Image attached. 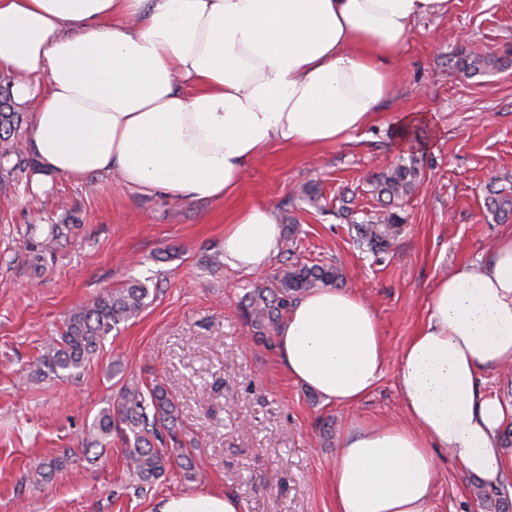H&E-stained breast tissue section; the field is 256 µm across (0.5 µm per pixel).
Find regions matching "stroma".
Here are the masks:
<instances>
[{"label":"stroma","mask_w":512,"mask_h":512,"mask_svg":"<svg viewBox=\"0 0 512 512\" xmlns=\"http://www.w3.org/2000/svg\"><path fill=\"white\" fill-rule=\"evenodd\" d=\"M463 46L498 56L512 49V0H451L447 13L416 21L392 93L355 140L305 152L275 146L223 201L147 195L115 170L55 175L40 193L32 165L0 173V512H153L159 499L185 492L230 495L243 512H335L330 478L351 423L408 421L396 367L358 405L325 403L285 374L246 307L254 289L277 290L286 262L331 263L394 351L424 321L438 279L486 256L512 227L484 203L491 178H512V67L467 77L456 66ZM405 112L421 118L419 141L402 135ZM412 154L424 176L399 203L405 222L394 249L359 252L339 209L349 205L358 221L377 212L373 176ZM309 181L315 206L297 194ZM251 205L268 206L284 234L267 265L248 273L222 257L225 215ZM54 224L71 225L68 241L34 270ZM134 282L149 290L145 307L106 336L86 376L30 380L43 342L72 310ZM132 380L172 396L200 479L187 480L174 462L137 494L120 437L81 454L98 411ZM68 451L62 470L30 481L39 464ZM436 456L432 512H499V493L476 499L474 477L446 451Z\"/></svg>","instance_id":"35a3bbf8"}]
</instances>
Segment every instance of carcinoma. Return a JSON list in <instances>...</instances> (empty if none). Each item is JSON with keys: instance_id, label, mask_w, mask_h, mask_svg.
Returning a JSON list of instances; mask_svg holds the SVG:
<instances>
[{"instance_id": "carcinoma-1", "label": "carcinoma", "mask_w": 512, "mask_h": 512, "mask_svg": "<svg viewBox=\"0 0 512 512\" xmlns=\"http://www.w3.org/2000/svg\"><path fill=\"white\" fill-rule=\"evenodd\" d=\"M456 66L474 77L512 66V54L501 56L482 53L473 48H462L457 54ZM22 122L20 113L13 109L9 87L0 86V171L17 168L25 163L17 147V131ZM422 178L420 163L415 156L401 158L376 175L374 191L383 202L384 211L362 224L351 223L354 246L374 256L388 253L402 228L403 217L395 211V202L411 195ZM486 208L501 220L512 219V190L496 187L490 182L485 197ZM68 225L53 224L41 244L39 261L67 236ZM343 279L333 264L290 262L280 269L278 293L273 298L262 291L252 294L247 315L252 324L272 331L277 329L283 312L298 295L314 288L328 287ZM148 288L134 282L126 288L110 291L92 304L75 309L67 318L63 332L53 337L36 359L34 379L53 375L57 378L79 376L87 362L100 348L106 336L122 322L136 317L145 305ZM176 406L159 383L142 389L138 382L127 385L116 405L103 407L95 416L90 435L92 443L109 442L112 433L131 443L125 449L128 486L145 493L162 476L170 464L172 449L167 442H178Z\"/></svg>"}]
</instances>
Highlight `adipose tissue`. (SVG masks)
<instances>
[{
    "instance_id": "ef3b65f1",
    "label": "adipose tissue",
    "mask_w": 512,
    "mask_h": 512,
    "mask_svg": "<svg viewBox=\"0 0 512 512\" xmlns=\"http://www.w3.org/2000/svg\"><path fill=\"white\" fill-rule=\"evenodd\" d=\"M449 0H0V73L32 114L31 187L119 167L143 193L222 200L273 146L352 141L397 77L419 18ZM280 230L255 205L232 212L224 260L248 272L276 254ZM277 358L296 383L352 406L389 358L405 425L353 423L331 483L336 512H430L442 449L499 484L512 455L497 432L512 406L481 372L512 364V231L477 267L440 279L423 324L390 351L373 310L351 292L316 289L277 329ZM155 512H241L232 496L186 492Z\"/></svg>"
}]
</instances>
